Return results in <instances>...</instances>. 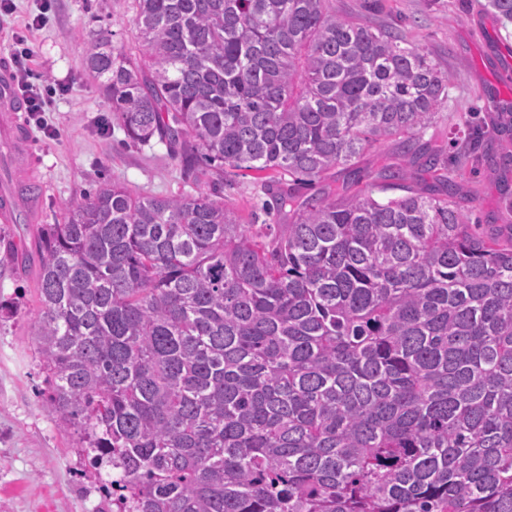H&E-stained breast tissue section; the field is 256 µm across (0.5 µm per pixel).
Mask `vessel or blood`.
Masks as SVG:
<instances>
[{"mask_svg": "<svg viewBox=\"0 0 512 512\" xmlns=\"http://www.w3.org/2000/svg\"><path fill=\"white\" fill-rule=\"evenodd\" d=\"M25 108L26 104L16 87L10 62L0 59V110L6 113V121L0 125V138L9 142L14 154L21 160L17 170L18 177L36 186L42 182L43 174L33 155L29 135L19 120V114ZM39 207L40 200L34 197L28 200L26 212H19L12 188L0 190V222L2 223H14L22 215L26 216L28 222H36Z\"/></svg>", "mask_w": 512, "mask_h": 512, "instance_id": "1", "label": "vessel or blood"}]
</instances>
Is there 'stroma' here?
Returning a JSON list of instances; mask_svg holds the SVG:
<instances>
[{
  "label": "stroma",
  "instance_id": "35a3bbf8",
  "mask_svg": "<svg viewBox=\"0 0 512 512\" xmlns=\"http://www.w3.org/2000/svg\"><path fill=\"white\" fill-rule=\"evenodd\" d=\"M485 0H336L337 10L365 18L374 26L397 27L407 43L425 50L450 72L448 98L424 139L442 148L453 163L465 133L480 134L495 152L512 151V127L499 114L512 109V21L483 8ZM12 14H0V55L12 56V34L28 16L43 14L31 33L33 81L52 89L44 128L30 127L33 152L48 182L40 224H56L65 203L82 199L101 181L118 182L133 194L163 197L197 193L178 161L159 141L129 142L113 118L110 104L85 69V52L100 33L114 47L136 52L133 0H14ZM404 165L394 143L368 150L358 160L359 177L332 173L327 183L350 195L377 192L384 164ZM405 167L415 187L429 178L417 166ZM461 207L485 230L512 225V193L487 165L468 162L459 170ZM286 175L239 171L225 176L221 195L243 224H281L271 213V189L287 188ZM40 224H2L0 237L34 248ZM0 512H112L103 492L116 477L111 464L93 465V453L77 433L64 431L46 402V385L32 336L39 309L34 276L0 262Z\"/></svg>",
  "mask_w": 512,
  "mask_h": 512
}]
</instances>
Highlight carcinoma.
<instances>
[{"instance_id": "carcinoma-1", "label": "carcinoma", "mask_w": 512, "mask_h": 512, "mask_svg": "<svg viewBox=\"0 0 512 512\" xmlns=\"http://www.w3.org/2000/svg\"><path fill=\"white\" fill-rule=\"evenodd\" d=\"M139 53L85 68L128 139L210 188L104 182L42 225L33 339L59 427L121 512H512V225L490 235L422 141L450 75L333 0H134ZM485 8L512 21V0ZM395 141L376 199L279 194L241 224L224 166L297 185ZM4 257L30 267L28 250Z\"/></svg>"}]
</instances>
